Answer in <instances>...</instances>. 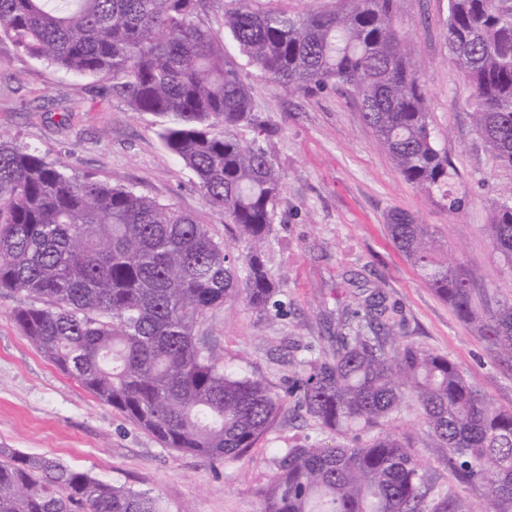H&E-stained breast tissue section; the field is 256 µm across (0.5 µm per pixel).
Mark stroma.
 Instances as JSON below:
<instances>
[{
    "label": "stroma",
    "instance_id": "1",
    "mask_svg": "<svg viewBox=\"0 0 512 512\" xmlns=\"http://www.w3.org/2000/svg\"><path fill=\"white\" fill-rule=\"evenodd\" d=\"M394 24L415 49L428 94L429 120L448 155L453 189L464 204L451 213L406 182L365 123L357 103L329 89L292 94L246 67L262 131L258 140L283 180L262 260L278 283L280 315L257 314L245 299L207 311L197 324L233 370L280 394L310 351H325L336 312L359 288L380 287L405 342L447 356L494 408L512 411V365L420 279L398 252L387 226L404 211L430 225L446 256L472 281L477 298L512 303V271L499 263L484 232L489 202L512 187V168L481 146L468 112L474 89L448 55V0H394ZM109 79L54 71L0 43V137L39 148L67 174L87 172L198 216L247 264L251 246L222 213L205 206L196 174L170 154L159 122L106 95ZM72 111L68 125L60 115ZM30 302L0 292V448L52 457L115 485L155 496L162 512H264L256 486L272 472L274 451L292 435L320 438L305 410L287 402L277 428L236 463L162 447L112 406L35 350L13 320ZM434 481L488 512L484 485L460 481L415 412L397 422Z\"/></svg>",
    "mask_w": 512,
    "mask_h": 512
}]
</instances>
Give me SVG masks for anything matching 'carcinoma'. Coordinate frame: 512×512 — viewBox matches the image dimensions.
Wrapping results in <instances>:
<instances>
[{
  "label": "carcinoma",
  "instance_id": "cac0c4a2",
  "mask_svg": "<svg viewBox=\"0 0 512 512\" xmlns=\"http://www.w3.org/2000/svg\"><path fill=\"white\" fill-rule=\"evenodd\" d=\"M225 0L224 34L206 0H0V42L48 68L112 78L107 93L161 119L167 151L192 169L205 205L255 248L245 276L195 215L91 175L71 176L38 148L0 138V290L33 303L14 320L31 344L165 448L227 463L278 425L285 397L224 366L202 315L245 297L280 307L259 247L282 181L263 147L247 64L291 93L343 89L410 184L453 213L448 156L430 127L412 43L393 0H340L289 14ZM446 42L474 88L469 112L484 150L512 167V0H448ZM388 231L420 278L505 361L512 304L476 307L471 281L442 258L427 224L402 211ZM486 234L512 271V187L491 205ZM379 288L338 321L330 350L300 362L288 397L329 441L291 437L258 488L265 512H473L439 488L409 440L391 429L417 406L448 464L512 512V411L491 407L446 356L403 343ZM0 512H161L145 491L116 486L46 456L0 448Z\"/></svg>",
  "mask_w": 512,
  "mask_h": 512
}]
</instances>
